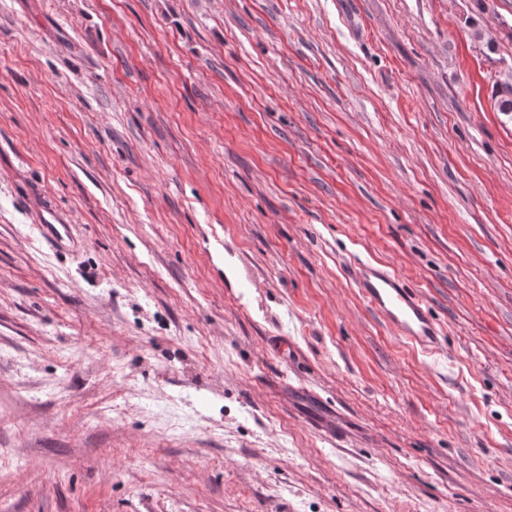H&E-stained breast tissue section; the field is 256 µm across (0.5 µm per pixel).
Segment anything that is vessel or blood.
Segmentation results:
<instances>
[{
    "instance_id": "1",
    "label": "vessel or blood",
    "mask_w": 512,
    "mask_h": 512,
    "mask_svg": "<svg viewBox=\"0 0 512 512\" xmlns=\"http://www.w3.org/2000/svg\"><path fill=\"white\" fill-rule=\"evenodd\" d=\"M351 278L368 307L400 339L425 351L439 346L444 333L442 326L430 315L423 298L405 288L398 276L359 259L351 270Z\"/></svg>"
}]
</instances>
